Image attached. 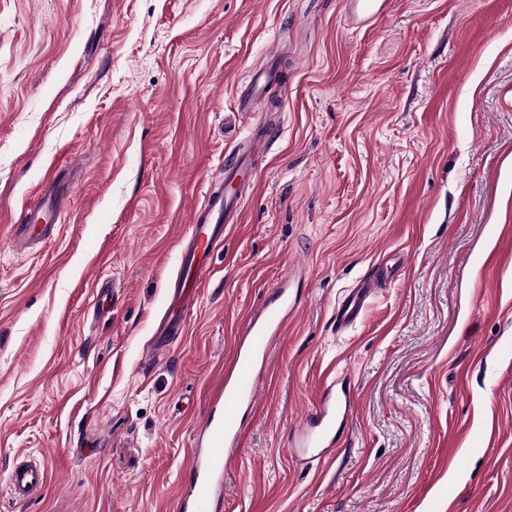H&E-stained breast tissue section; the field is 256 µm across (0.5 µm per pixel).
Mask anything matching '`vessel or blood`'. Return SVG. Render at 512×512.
Wrapping results in <instances>:
<instances>
[{"mask_svg": "<svg viewBox=\"0 0 512 512\" xmlns=\"http://www.w3.org/2000/svg\"><path fill=\"white\" fill-rule=\"evenodd\" d=\"M387 0H349L351 15L371 20L380 15ZM71 203L69 194L57 192L27 205L11 230L10 243L18 247L35 237L54 236L62 214ZM240 197L224 192L223 184L210 186L203 204L190 218L187 232L177 243L179 267L166 295L167 314L153 328L151 352L168 348L186 330V316L196 303L197 290L208 278L207 256L224 242V231L239 223ZM371 293L364 283L349 290L336 304L337 327L352 326L359 319ZM297 310L290 278H282L272 297L252 311L242 323L241 342L211 391L208 413L200 425L186 463L188 483L179 499L178 512H216L220 487L231 456L243 441L240 413L257 404L259 364L266 360L272 342L281 336ZM355 397L351 386L334 382L326 386L313 411L292 434L289 451L299 462L333 457L344 420L352 413ZM48 478L44 464L24 460L14 464L8 488L15 502L28 501L42 492Z\"/></svg>", "mask_w": 512, "mask_h": 512, "instance_id": "obj_1", "label": "vessel or blood"}]
</instances>
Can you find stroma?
Returning a JSON list of instances; mask_svg holds the SVG:
<instances>
[{"instance_id": "obj_1", "label": "stroma", "mask_w": 512, "mask_h": 512, "mask_svg": "<svg viewBox=\"0 0 512 512\" xmlns=\"http://www.w3.org/2000/svg\"><path fill=\"white\" fill-rule=\"evenodd\" d=\"M346 2L0 0V512H175L205 398L286 276L299 309L220 512H512V0H389L366 25ZM241 150L242 220L147 359L175 243ZM50 181L73 203L15 251ZM337 377L356 395L341 448L296 464ZM21 454L50 472L22 505ZM370 283H363L349 290L336 304V327L352 326L359 319L366 300L371 293Z\"/></svg>"}]
</instances>
